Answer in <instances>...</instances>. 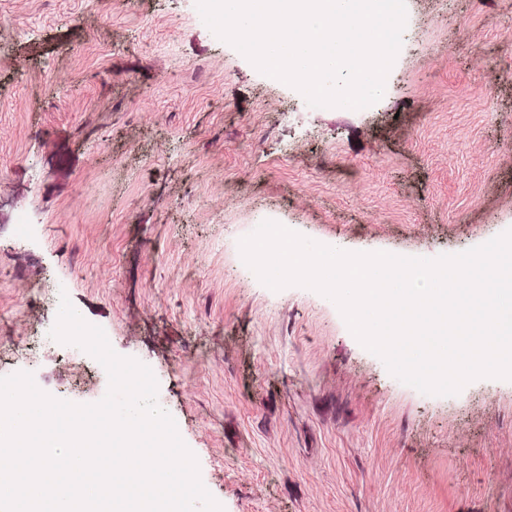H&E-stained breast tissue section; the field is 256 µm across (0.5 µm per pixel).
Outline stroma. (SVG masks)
<instances>
[{
    "label": "stroma",
    "mask_w": 512,
    "mask_h": 512,
    "mask_svg": "<svg viewBox=\"0 0 512 512\" xmlns=\"http://www.w3.org/2000/svg\"><path fill=\"white\" fill-rule=\"evenodd\" d=\"M265 220L423 258L511 229L512 0H406L352 111L270 82L196 0H0V376L105 396L49 335L65 294L152 370L223 512H512V381L402 383L244 263Z\"/></svg>",
    "instance_id": "35a3bbf8"
}]
</instances>
